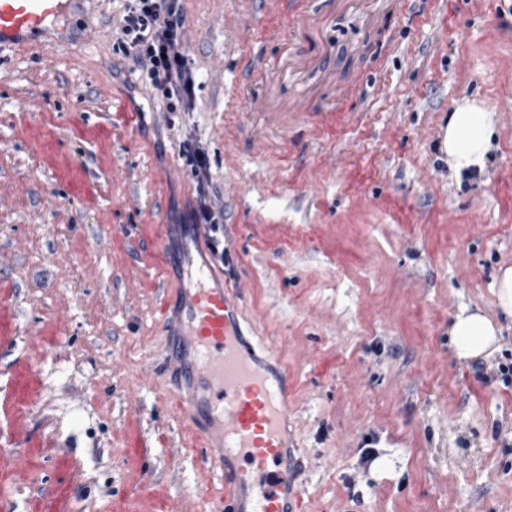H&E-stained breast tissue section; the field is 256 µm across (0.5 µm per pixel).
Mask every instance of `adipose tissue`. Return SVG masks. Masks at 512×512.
Listing matches in <instances>:
<instances>
[{"instance_id":"obj_1","label":"adipose tissue","mask_w":512,"mask_h":512,"mask_svg":"<svg viewBox=\"0 0 512 512\" xmlns=\"http://www.w3.org/2000/svg\"><path fill=\"white\" fill-rule=\"evenodd\" d=\"M494 135L492 112L478 105L464 103L452 112L443 146L456 172L483 168ZM450 334L458 359L469 360L491 355L498 341L493 321L479 312L461 311L453 319Z\"/></svg>"}]
</instances>
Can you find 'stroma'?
Segmentation results:
<instances>
[{"mask_svg":"<svg viewBox=\"0 0 512 512\" xmlns=\"http://www.w3.org/2000/svg\"><path fill=\"white\" fill-rule=\"evenodd\" d=\"M124 4L78 0L54 43L0 45V294L14 356L46 384L31 433L78 461L75 512L121 491L132 411L176 512H202L177 438L194 420L162 408L191 388L155 305L165 270L140 251L196 204L183 141L224 213L233 264L213 279L296 380L288 512H512V319L495 296L512 265V0H185L188 112L115 53ZM467 101L495 136L459 176L442 142ZM465 307L499 351L456 358Z\"/></svg>","mask_w":512,"mask_h":512,"instance_id":"obj_1","label":"stroma"}]
</instances>
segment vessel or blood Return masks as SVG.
I'll return each mask as SVG.
<instances>
[{
	"mask_svg": "<svg viewBox=\"0 0 512 512\" xmlns=\"http://www.w3.org/2000/svg\"><path fill=\"white\" fill-rule=\"evenodd\" d=\"M72 0H0V43L21 44L47 32ZM206 224L181 227L177 264L195 273L192 287L173 294L158 289L160 310L178 304L181 334L192 356L188 370L199 385L198 397L167 404L171 416L196 412L202 422L219 419L224 434L211 444L200 430L183 432L181 448L219 471L222 512H286L291 459L285 452L288 402L295 381L288 373L270 376L262 358L246 345L239 304L227 289L210 285L194 250L209 238ZM15 323L7 298L0 297V353L15 344ZM0 386V512H12L19 486L46 468L57 477L29 500V512H74L73 455L35 444H22L25 420L45 384L31 362L18 360ZM124 491L113 496L109 512H172L169 483L152 475L154 449L148 447L137 413H130L122 434Z\"/></svg>",
	"mask_w": 512,
	"mask_h": 512,
	"instance_id": "vessel-or-blood-1",
	"label": "vessel or blood"
}]
</instances>
